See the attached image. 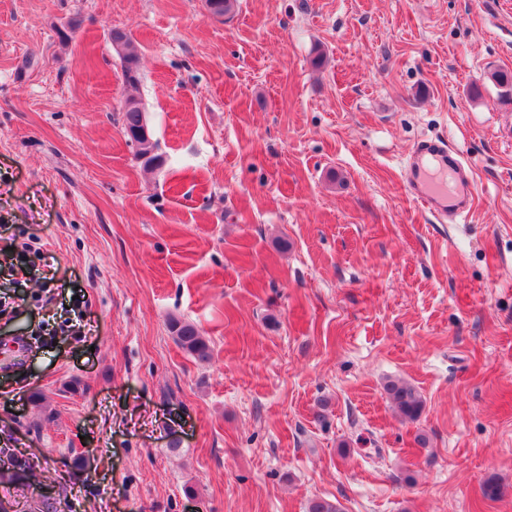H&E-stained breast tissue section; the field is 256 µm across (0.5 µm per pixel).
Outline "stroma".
Wrapping results in <instances>:
<instances>
[{"label":"stroma","instance_id":"stroma-1","mask_svg":"<svg viewBox=\"0 0 512 512\" xmlns=\"http://www.w3.org/2000/svg\"><path fill=\"white\" fill-rule=\"evenodd\" d=\"M115 29L139 50L137 88ZM497 72L512 74V0H238L224 17L205 0H0V468L40 471L0 498L512 512ZM130 95L149 165L122 129ZM435 136L473 170L460 224L404 182ZM391 379L420 393L418 420L392 408ZM129 101H135L136 104L134 106H130V104L127 103V106L130 107L125 109L123 108L122 128L124 129V132L130 139L131 143L135 146V155L138 159L151 155L145 160V164H149L154 159L155 155L153 153L157 147V143L153 140V136L140 101L134 96L127 97L126 102ZM144 126L148 128L149 134L147 128ZM142 128L143 130L141 131V135H143L145 138H140L136 135V132ZM149 135L150 140H147L146 138H149ZM169 328L179 346L196 361L206 363L211 359L210 345L194 325L172 318Z\"/></svg>","mask_w":512,"mask_h":512}]
</instances>
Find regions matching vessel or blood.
<instances>
[{
  "label": "vessel or blood",
  "instance_id": "b4317fda",
  "mask_svg": "<svg viewBox=\"0 0 512 512\" xmlns=\"http://www.w3.org/2000/svg\"><path fill=\"white\" fill-rule=\"evenodd\" d=\"M404 178L412 197L434 216L463 217L474 205L473 173L446 140L418 141Z\"/></svg>",
  "mask_w": 512,
  "mask_h": 512
}]
</instances>
